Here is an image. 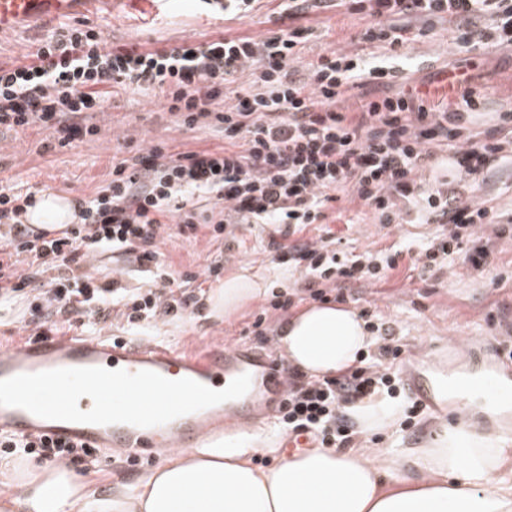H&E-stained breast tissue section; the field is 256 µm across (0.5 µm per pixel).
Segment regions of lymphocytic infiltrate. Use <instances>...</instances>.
<instances>
[{"label":"lymphocytic infiltrate","instance_id":"1","mask_svg":"<svg viewBox=\"0 0 512 512\" xmlns=\"http://www.w3.org/2000/svg\"><path fill=\"white\" fill-rule=\"evenodd\" d=\"M288 24L263 37L219 34L204 42L185 41L151 49L109 45L92 27L61 25L21 60L0 65V128L40 126L53 130L59 145L97 134L83 114L104 111L115 97L153 91L179 125L215 126L222 146L186 153L157 144L112 165V178L80 205L78 223L48 234L36 233L22 218L33 200L22 192H0V297L34 295L28 325L34 336L63 327L95 332L116 317L130 329L148 332L158 318H178L199 299L184 273L173 287L158 243L171 228L212 235L231 224H277L280 238L269 246L275 258L299 272L308 297L324 301L323 283L379 281L398 267L401 251L384 248L340 255L332 236L307 237L309 226L343 219L331 212L341 198L357 199L382 226L399 223L413 208L435 235L411 256L421 280L432 278L456 254L472 268L490 253L479 244L485 225L498 223L492 199L475 186L489 170L512 157V113L493 128L466 124L478 111L483 91L464 76L446 96L375 95L395 76L393 63L411 33L447 23L455 52L485 47L512 49V0H281ZM333 10L362 14L369 22L358 50H331L297 69L312 29L310 15ZM251 69L252 89L235 88L238 73ZM233 106H225L227 93ZM359 98L355 115L336 105ZM452 149V172L432 176L435 152ZM213 205L197 220L187 203L195 194ZM107 252L130 257L149 274L152 288L129 289L101 281L88 270L89 257ZM28 255L26 269L15 259ZM405 346L392 328L379 334L376 350L359 366L314 379L288 370V392L277 410L286 432H306L320 447L355 445L350 416L357 404L403 394L404 426L420 406L405 396L401 378L381 374L400 360ZM23 450L50 460L92 458L94 449L44 436H0V452Z\"/></svg>","mask_w":512,"mask_h":512}]
</instances>
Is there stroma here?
<instances>
[{
  "label": "stroma",
  "mask_w": 512,
  "mask_h": 512,
  "mask_svg": "<svg viewBox=\"0 0 512 512\" xmlns=\"http://www.w3.org/2000/svg\"><path fill=\"white\" fill-rule=\"evenodd\" d=\"M81 23L99 30L112 45L161 47L185 40L204 41L216 32H232L260 38L281 28L279 15L270 8L253 12L250 17L224 21L201 9L197 0H117L113 6L100 5L80 15ZM366 19L359 14L326 12L314 18L315 32L310 38L305 59L318 53L348 46L364 30ZM55 19L23 23L0 36V63L18 60L53 30ZM406 53L410 63L386 86L387 95L395 96L411 89L426 90L447 66L458 67L472 76L485 95L483 108L474 116L476 129L497 123V115L512 110V54L478 50L456 54L448 48V27L435 24L426 35L410 42ZM88 123L98 127L69 145H59L51 132L39 127L0 132V189H25L31 194L55 192L78 202L92 198L112 177L113 157H129L138 150L164 142L172 151L191 152L223 145V135L208 129L188 130L178 127L175 118L163 108L161 97L140 92L115 98L106 112L91 114ZM480 196L494 200L505 221L512 223V162L487 173L477 186ZM351 221L330 226L339 238L342 250L373 251L401 246L418 251L435 227L416 221L415 212H407L402 223L388 227L375 224L372 214L359 203L346 206ZM273 227L269 224L234 226L242 248L225 251L223 242L212 241L205 233L164 237L159 243L162 261L171 263L173 272L196 273V283L211 292L219 279L208 276L206 268L214 260L224 262V277L243 272L270 280V292L242 306L223 321L212 320L207 303L184 318L158 324L156 332L171 344L190 352H203L219 344L239 343L260 350L276 351L277 335L289 315L271 310L272 294L294 292L296 276L278 265L267 244ZM492 255L480 270L462 262L437 272L429 281L411 276L408 260H401L396 270L383 282L355 285L360 304L370 309L373 324L389 323L407 348L404 358L393 365L395 373H404L421 348L437 347L434 366L448 372L463 366L469 370L488 369L501 372L503 363L495 347L505 338V330L490 326L487 314L512 317V235L491 238ZM222 276V277H223ZM266 312V331L255 335L254 316ZM453 417L423 412L410 428L366 429L359 434L362 445L385 448H417L426 445L443 425L453 424ZM155 460L146 459L133 466L123 460L109 463L85 459L73 463L74 473L92 482L100 490L114 483L131 485L144 472L154 468Z\"/></svg>",
  "instance_id": "35a3bbf8"
}]
</instances>
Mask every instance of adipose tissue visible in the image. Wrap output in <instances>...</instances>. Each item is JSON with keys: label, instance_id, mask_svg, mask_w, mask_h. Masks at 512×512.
Returning <instances> with one entry per match:
<instances>
[{"label": "adipose tissue", "instance_id": "1", "mask_svg": "<svg viewBox=\"0 0 512 512\" xmlns=\"http://www.w3.org/2000/svg\"><path fill=\"white\" fill-rule=\"evenodd\" d=\"M25 219L38 228L74 222L69 199L36 196ZM263 280L240 274L217 286L211 317L235 313L264 293ZM279 346L308 375H332L358 364L371 334L349 307L314 303L283 326ZM454 424L420 448H362L345 454L311 448L275 466H251L266 451L262 427L234 429L223 440L169 450L136 485L101 493L65 464L0 461V491L9 512H512V430L475 428L479 408L506 416L493 399L449 393Z\"/></svg>", "mask_w": 512, "mask_h": 512}]
</instances>
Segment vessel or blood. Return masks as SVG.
Instances as JSON below:
<instances>
[{
  "instance_id": "1",
  "label": "vessel or blood",
  "mask_w": 512,
  "mask_h": 512,
  "mask_svg": "<svg viewBox=\"0 0 512 512\" xmlns=\"http://www.w3.org/2000/svg\"><path fill=\"white\" fill-rule=\"evenodd\" d=\"M81 2L0 0V34L12 31L24 19L74 16ZM71 367H103L131 373L150 370L171 380L189 378L214 389L224 388L235 377L247 373L252 383L241 398L150 428L46 420L21 408L0 406V433L16 438L41 434L78 442L88 448H120L131 457L144 459L160 447H197L202 431L212 419L246 420L254 406L280 405L287 388L284 368L272 354L259 353L242 345L215 347L194 356L165 343L114 341L75 334L42 336L26 344L0 347V379ZM404 384L408 394L424 408L447 413L448 405L442 394L449 386L443 383L432 386L419 372L408 373ZM451 387L460 393L480 391L512 403V389L501 388L486 379L464 378Z\"/></svg>"
}]
</instances>
